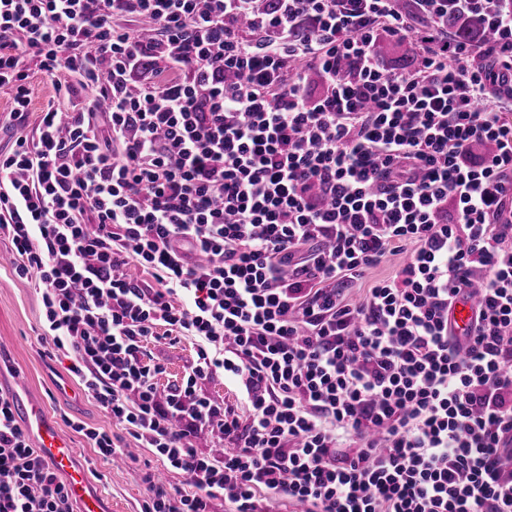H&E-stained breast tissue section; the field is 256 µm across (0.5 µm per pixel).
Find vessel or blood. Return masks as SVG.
Here are the masks:
<instances>
[{"mask_svg": "<svg viewBox=\"0 0 512 512\" xmlns=\"http://www.w3.org/2000/svg\"><path fill=\"white\" fill-rule=\"evenodd\" d=\"M476 304L473 299L459 300L452 311L451 323L456 334L468 328ZM13 411L20 415L33 436L39 453L69 480L71 498L79 506L78 512H109L103 499L89 488V479L75 458L69 442L53 424L40 400L30 398L14 403Z\"/></svg>", "mask_w": 512, "mask_h": 512, "instance_id": "b4317fda", "label": "vessel or blood"}]
</instances>
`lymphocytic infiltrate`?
I'll use <instances>...</instances> for the list:
<instances>
[{"label": "lymphocytic infiltrate", "mask_w": 512, "mask_h": 512, "mask_svg": "<svg viewBox=\"0 0 512 512\" xmlns=\"http://www.w3.org/2000/svg\"><path fill=\"white\" fill-rule=\"evenodd\" d=\"M32 61L58 101L0 155V234L82 389L184 477L142 512H512V0H0L19 122ZM160 335L199 342L163 394ZM0 512H74L3 393ZM475 308L476 304L470 298L459 300L455 304L451 314V323L453 331L457 335H461L466 331L473 318ZM202 388L210 398L219 402L223 400L224 406L235 407L238 404L239 408L236 385L228 378L225 379L222 375H213L203 382Z\"/></svg>", "instance_id": "lymphocytic-infiltrate-1"}]
</instances>
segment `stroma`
Segmentation results:
<instances>
[{"mask_svg":"<svg viewBox=\"0 0 512 512\" xmlns=\"http://www.w3.org/2000/svg\"><path fill=\"white\" fill-rule=\"evenodd\" d=\"M31 109L22 127L0 126V153L14 147L17 134L39 136V116L56 97L53 85L38 71H30ZM194 337L184 336L171 343L150 340L144 360L158 362L162 374L156 378L159 392L182 382L197 360ZM67 359L56 356L43 335L41 290L34 281L13 271V254L8 240L0 239V391L15 397L32 394L40 398L60 432L82 462L92 488L112 512H141L149 494L148 475L161 476L166 487L184 484L181 475L168 471L166 464L150 449L138 447L127 429L113 421L85 393L67 370ZM101 428L119 438L131 450L116 461L103 460L75 423Z\"/></svg>","mask_w":512,"mask_h":512,"instance_id":"stroma-1","label":"stroma"}]
</instances>
